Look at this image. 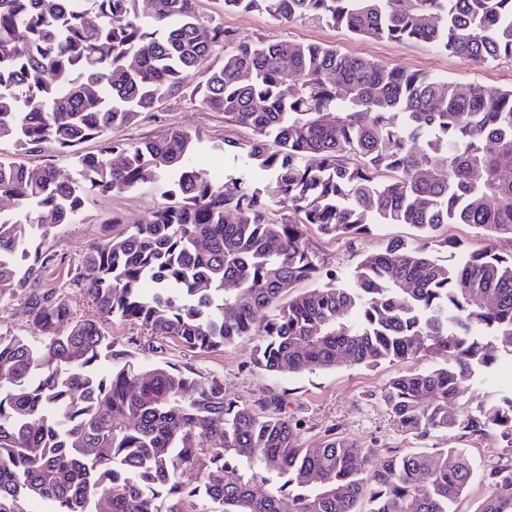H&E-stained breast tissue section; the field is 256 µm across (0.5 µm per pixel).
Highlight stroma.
<instances>
[{"label": "stroma", "mask_w": 512, "mask_h": 512, "mask_svg": "<svg viewBox=\"0 0 512 512\" xmlns=\"http://www.w3.org/2000/svg\"><path fill=\"white\" fill-rule=\"evenodd\" d=\"M197 9L202 21L222 23L225 30L241 38H261L282 44L318 43L398 70L427 72L461 84L512 87V58L508 57L479 66L466 58L451 57L420 43L359 37L313 21L284 23L258 11L225 12L217 0H198ZM173 124L217 140L226 136L245 139L250 135L248 129L225 126L222 113L193 100L177 98L165 102L158 112L138 124L114 129L111 137L139 142L160 135ZM164 201L158 188L111 190L90 196L77 223L51 229L44 246L56 254L57 263L46 270L43 281L45 286L59 289L74 318L98 321L105 335L110 336L113 350L131 353L140 363H171L180 368H191L203 377L220 376L224 381V392L230 398L254 404L285 397L287 403L282 412L302 422L300 439L305 447H319L332 430L381 454L463 449L472 463L474 479L456 508L457 512H474L488 492L484 474L512 458V450L502 447L491 437L478 440L441 434L424 439L412 437L398 429L379 401L380 391L393 375L430 367V360L408 359L375 367L342 366L301 375L275 376L254 369L250 364L259 337L245 336L220 350L192 353L179 342L156 336L136 322L100 315L73 283L84 252L101 238L113 214H120L126 223L134 224ZM412 234V229L401 224H376L369 234L352 243L313 233L309 236V246L322 270L345 275L363 255L379 250L389 239H408Z\"/></svg>", "instance_id": "obj_1"}]
</instances>
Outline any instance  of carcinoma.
Segmentation results:
<instances>
[{
  "label": "carcinoma",
  "mask_w": 512,
  "mask_h": 512,
  "mask_svg": "<svg viewBox=\"0 0 512 512\" xmlns=\"http://www.w3.org/2000/svg\"><path fill=\"white\" fill-rule=\"evenodd\" d=\"M279 22L313 19L368 38L422 42L490 64L512 57V0H220ZM189 95L251 137L210 148L179 125L138 143L109 138ZM103 142L83 154L88 141ZM0 142L53 146L82 180L0 157V298L23 295L39 344L0 333V512H456L465 452L389 454L330 433L299 443L279 401L247 404L224 381L142 366L76 320L42 270L46 236L89 196L163 188L167 202L89 245L82 292L98 311L184 347L263 337L250 364L274 375L438 361L401 372L379 399L398 428L497 437L512 448V391L467 406L473 381L512 354V88L462 86L315 43L249 40L204 24L196 0H0ZM118 154L120 163L112 161ZM288 210L276 222L275 210ZM404 224L343 278L320 269L307 229L354 240ZM446 224L489 241L448 265ZM313 281L311 289L289 295ZM289 296L283 304L284 296ZM110 361V368L101 369ZM192 471L195 481L182 475ZM474 512H512V463L489 470Z\"/></svg>",
  "instance_id": "1"
}]
</instances>
